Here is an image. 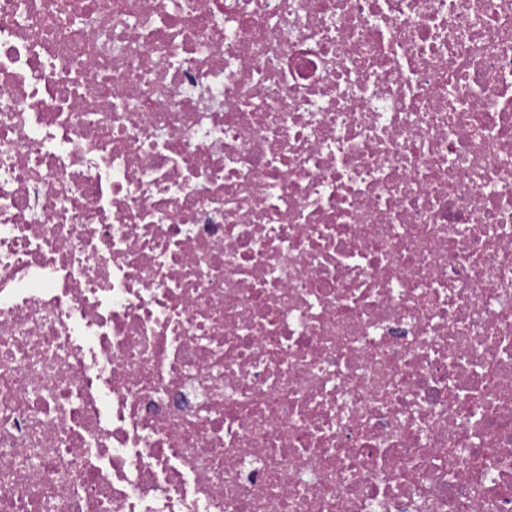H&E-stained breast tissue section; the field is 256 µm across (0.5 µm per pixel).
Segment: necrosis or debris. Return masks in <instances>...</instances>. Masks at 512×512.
I'll return each mask as SVG.
<instances>
[{"instance_id": "necrosis-or-debris-1", "label": "necrosis or debris", "mask_w": 512, "mask_h": 512, "mask_svg": "<svg viewBox=\"0 0 512 512\" xmlns=\"http://www.w3.org/2000/svg\"><path fill=\"white\" fill-rule=\"evenodd\" d=\"M0 512H512V0H0Z\"/></svg>"}]
</instances>
